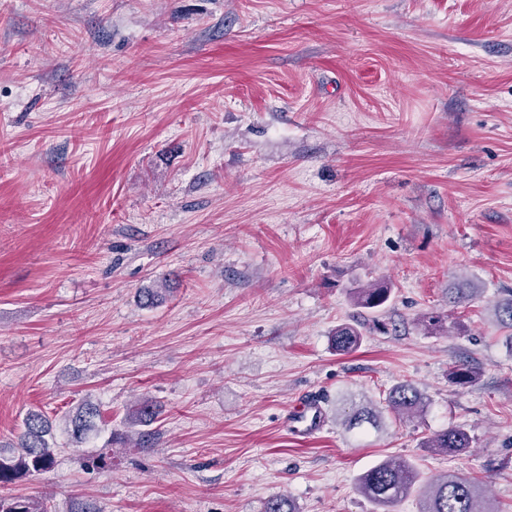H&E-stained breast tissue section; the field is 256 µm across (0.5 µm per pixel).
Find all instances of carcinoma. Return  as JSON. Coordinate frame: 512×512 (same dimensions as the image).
<instances>
[{
  "mask_svg": "<svg viewBox=\"0 0 512 512\" xmlns=\"http://www.w3.org/2000/svg\"><path fill=\"white\" fill-rule=\"evenodd\" d=\"M392 288L387 283H371L352 291L354 304L368 313L380 312L389 301ZM481 289L468 280L449 289L452 299L473 301ZM495 324L512 330V294L499 300L493 310ZM363 333L356 326L345 323L336 327L332 347L338 354L358 349ZM384 409L363 407L348 414L343 425L353 431L367 423L380 430L384 425L383 411L399 419L414 417L425 405L422 394L410 384L396 386L384 398ZM99 417L96 404L86 401L70 419V431L79 442L95 427ZM51 426L41 412H30L23 422V431L17 438V451L0 448V486L11 484L23 477L49 471L54 465V454L49 441ZM472 439L460 426L444 429L427 440L426 447L441 453L457 455L471 447ZM358 491L382 512L398 501L415 494L421 504L420 512H498L486 494L485 482L459 473L446 472L431 481H422V473L411 459H382L374 463L357 478ZM0 512H49L47 504L29 499L0 497ZM263 512H295L288 496L278 493L270 496Z\"/></svg>",
  "mask_w": 512,
  "mask_h": 512,
  "instance_id": "carcinoma-1",
  "label": "carcinoma"
}]
</instances>
